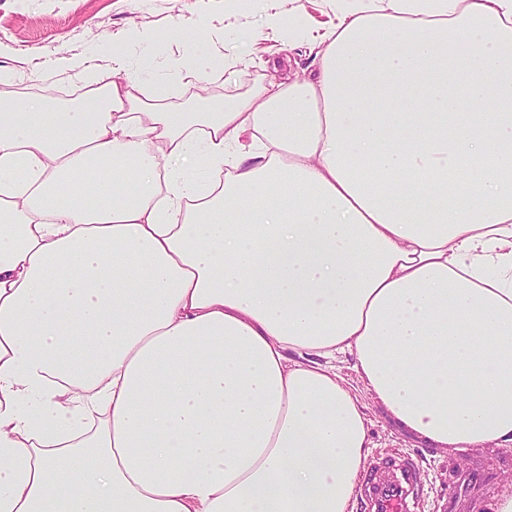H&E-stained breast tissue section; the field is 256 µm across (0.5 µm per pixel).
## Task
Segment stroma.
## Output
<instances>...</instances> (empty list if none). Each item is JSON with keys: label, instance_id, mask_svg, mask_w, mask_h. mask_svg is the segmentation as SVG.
<instances>
[{"label": "stroma", "instance_id": "35a3bbf8", "mask_svg": "<svg viewBox=\"0 0 512 512\" xmlns=\"http://www.w3.org/2000/svg\"><path fill=\"white\" fill-rule=\"evenodd\" d=\"M281 12L317 33L336 22L334 0H0V66L12 71L0 101H18L52 88L72 94L110 79L115 58L129 62L128 79L141 81L138 63L151 57L154 77L144 94L168 109L203 90L236 97L262 82L268 62L295 76L315 70L309 45L267 40V14ZM336 371L358 396L374 451L397 449L420 462L429 498L425 512H446L450 472L481 465L494 477L486 505L512 494V447L492 444L464 451L440 448L409 432L367 390L352 357Z\"/></svg>", "mask_w": 512, "mask_h": 512}]
</instances>
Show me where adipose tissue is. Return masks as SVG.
<instances>
[{
  "instance_id": "ef3b65f1",
  "label": "adipose tissue",
  "mask_w": 512,
  "mask_h": 512,
  "mask_svg": "<svg viewBox=\"0 0 512 512\" xmlns=\"http://www.w3.org/2000/svg\"><path fill=\"white\" fill-rule=\"evenodd\" d=\"M320 41L194 112L0 110V512H354L344 355L512 446V0H336Z\"/></svg>"
}]
</instances>
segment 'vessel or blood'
I'll return each instance as SVG.
<instances>
[{
  "label": "vessel or blood",
  "instance_id": "1",
  "mask_svg": "<svg viewBox=\"0 0 512 512\" xmlns=\"http://www.w3.org/2000/svg\"><path fill=\"white\" fill-rule=\"evenodd\" d=\"M461 475L448 486V512H480L481 494L460 495ZM363 512H423L424 484L417 459L390 450L369 463L356 489Z\"/></svg>",
  "mask_w": 512,
  "mask_h": 512
}]
</instances>
